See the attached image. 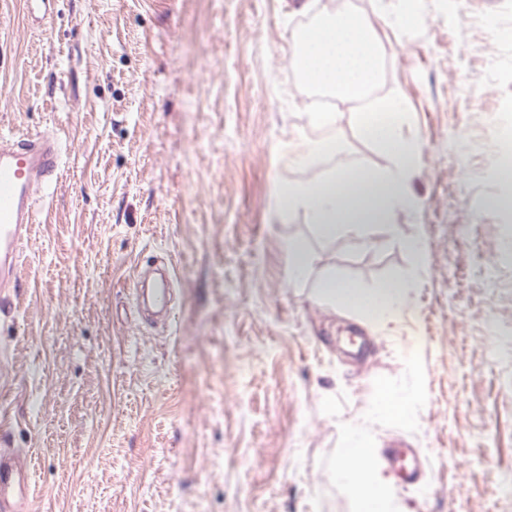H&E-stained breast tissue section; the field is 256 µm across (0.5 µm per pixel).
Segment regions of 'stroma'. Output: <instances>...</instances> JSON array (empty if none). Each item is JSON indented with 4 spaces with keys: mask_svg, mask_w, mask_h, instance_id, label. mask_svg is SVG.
Listing matches in <instances>:
<instances>
[{
    "mask_svg": "<svg viewBox=\"0 0 512 512\" xmlns=\"http://www.w3.org/2000/svg\"><path fill=\"white\" fill-rule=\"evenodd\" d=\"M302 2L55 0L36 23L0 0V132L63 142L0 314V448L33 475L17 512H355L336 476L354 437L417 449L421 482L390 480L404 512H512V0H417L403 28V0H345L377 31L374 100L422 146L414 209L357 236L278 205V183L393 166L358 104L311 124L292 36L336 0ZM297 139L332 148L291 167ZM166 262L168 319L134 294ZM328 275L409 305L380 322L323 300ZM382 387L405 420L376 413ZM288 251V282L298 281L305 272L306 257L301 246L295 243H287Z\"/></svg>",
    "mask_w": 512,
    "mask_h": 512,
    "instance_id": "obj_1",
    "label": "stroma"
}]
</instances>
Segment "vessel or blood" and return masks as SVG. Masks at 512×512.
Listing matches in <instances>:
<instances>
[{"instance_id":"obj_1","label":"vessel or blood","mask_w":512,"mask_h":512,"mask_svg":"<svg viewBox=\"0 0 512 512\" xmlns=\"http://www.w3.org/2000/svg\"><path fill=\"white\" fill-rule=\"evenodd\" d=\"M61 140L55 134H0V287L19 281V248L38 221L35 196L58 180ZM381 459L406 484L419 479L415 449L396 441ZM31 473L14 454L0 452V512L31 495Z\"/></svg>"}]
</instances>
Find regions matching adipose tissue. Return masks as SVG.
<instances>
[{"mask_svg":"<svg viewBox=\"0 0 512 512\" xmlns=\"http://www.w3.org/2000/svg\"><path fill=\"white\" fill-rule=\"evenodd\" d=\"M290 63L306 75L309 83L328 89L336 97L362 100L379 70L377 39L372 22L351 12L321 18L304 32L294 34ZM403 115L394 111L388 122L378 125L372 140L393 161L386 173L342 168L316 182L282 183L278 197L283 208L301 209L325 233L337 225L384 224L412 199L407 182L414 172L417 146L400 132ZM323 297L362 304L375 310L381 321L391 320L409 303L400 285L361 290L336 280L322 284ZM339 477L356 493L358 512H392L390 485L376 465L370 446H350L337 460Z\"/></svg>","mask_w":512,"mask_h":512,"instance_id":"1","label":"adipose tissue"}]
</instances>
